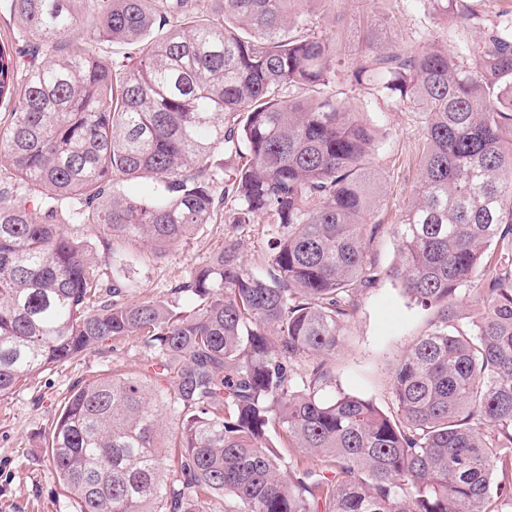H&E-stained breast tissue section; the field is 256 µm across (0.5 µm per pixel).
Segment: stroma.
Returning <instances> with one entry per match:
<instances>
[{
    "label": "stroma",
    "instance_id": "stroma-1",
    "mask_svg": "<svg viewBox=\"0 0 512 512\" xmlns=\"http://www.w3.org/2000/svg\"><path fill=\"white\" fill-rule=\"evenodd\" d=\"M461 3L474 14L462 25L431 20L423 0H327L313 21L316 33L335 43L345 72L364 65L375 47L388 42L471 46L485 36L492 21L512 17V0ZM333 89L337 99L348 101L381 128L374 166L383 205L376 218L393 224L409 202L417 174L415 154L423 135L419 115L375 99L367 88L351 89L341 79ZM227 233L225 224H207L164 258L142 253L129 271L141 297L166 296L193 265L223 246ZM428 319V312L410 303L388 279L365 290L333 364L337 382L391 410L388 372ZM147 359L137 338L108 339L82 360L35 373L15 392L0 397V512H76L75 500L63 492L49 465V441L63 404L74 385L113 373H142Z\"/></svg>",
    "mask_w": 512,
    "mask_h": 512
}]
</instances>
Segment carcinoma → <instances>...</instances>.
Here are the masks:
<instances>
[{
  "instance_id": "cac0c4a2",
  "label": "carcinoma",
  "mask_w": 512,
  "mask_h": 512,
  "mask_svg": "<svg viewBox=\"0 0 512 512\" xmlns=\"http://www.w3.org/2000/svg\"><path fill=\"white\" fill-rule=\"evenodd\" d=\"M322 2L0 0L30 45L25 62L0 45V396L106 339L151 354L64 402L49 461L78 512H512L496 479L512 448V19L452 52L393 42L346 73L422 117L411 201L386 227L368 223L382 133L331 93ZM142 177L153 194H127ZM217 221L274 231L250 264L231 235L166 298H137L122 274L137 250L166 256ZM67 224L110 238L112 279ZM387 230L382 270L369 248ZM383 277L435 309L391 369L389 413L332 370ZM274 435L308 460L285 463Z\"/></svg>"
}]
</instances>
